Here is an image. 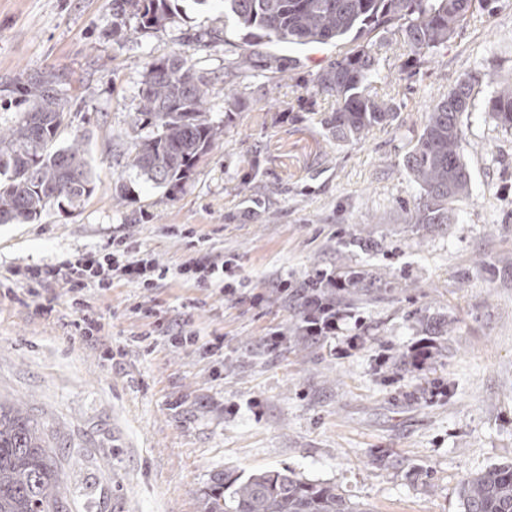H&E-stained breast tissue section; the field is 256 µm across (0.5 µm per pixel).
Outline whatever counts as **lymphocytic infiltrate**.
Wrapping results in <instances>:
<instances>
[{"label": "lymphocytic infiltrate", "mask_w": 512, "mask_h": 512, "mask_svg": "<svg viewBox=\"0 0 512 512\" xmlns=\"http://www.w3.org/2000/svg\"><path fill=\"white\" fill-rule=\"evenodd\" d=\"M175 236L190 240L189 254L179 264H160L149 252L141 250L129 236L117 234L106 244L75 251L56 261L19 262L0 272V298L23 304H34L44 314L54 310L48 291L60 290L73 314L70 329L82 341L97 348L102 362L113 359L110 329L97 304L117 284L138 288L140 299L132 308L143 329L131 341L144 351H152L156 337H164L169 348L176 351H199L219 358L224 350L221 335L202 336L188 321H163L157 309L155 294L167 282L175 281L195 289V297L186 299L184 309L195 310L218 294L233 299L248 293L239 274L235 255L207 246L198 238L194 227L174 228ZM347 281L336 278L332 271L315 270L304 288L292 289L288 280H277L275 289L281 298L300 303L302 335L316 340L335 337L340 329L341 313L326 301L327 295L345 290ZM249 294V293H248Z\"/></svg>", "instance_id": "1"}]
</instances>
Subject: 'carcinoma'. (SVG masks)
Segmentation results:
<instances>
[{
	"instance_id": "1",
	"label": "carcinoma",
	"mask_w": 512,
	"mask_h": 512,
	"mask_svg": "<svg viewBox=\"0 0 512 512\" xmlns=\"http://www.w3.org/2000/svg\"><path fill=\"white\" fill-rule=\"evenodd\" d=\"M132 9L133 32L162 25L169 0H121ZM486 0H224L249 38L291 45L328 44L351 34L376 31L399 37L409 55L424 61L448 43ZM376 44L356 45L312 79L335 104L321 124L333 135L360 141L396 119L398 106L369 91L378 74ZM135 124L147 129L127 147V165L155 184L177 188L214 147L218 126L207 112L209 87L186 56L151 61ZM58 76L41 72L3 91L28 105L18 121L0 131V222L33 221L48 205L79 203L95 190L82 142L55 146L72 97L57 90ZM473 82L459 81L430 105L423 129L405 156V169L420 194L412 224H446L453 205L472 192L464 161L463 116L471 112ZM484 111L512 131V82L499 83ZM47 427L18 407L0 409V512H65L60 471L51 463ZM462 512H512V464L464 479ZM201 512H360L329 483H313L283 470L240 480L214 475L202 491Z\"/></svg>"
}]
</instances>
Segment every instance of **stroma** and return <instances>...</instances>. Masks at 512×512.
<instances>
[{
    "label": "stroma",
    "mask_w": 512,
    "mask_h": 512,
    "mask_svg": "<svg viewBox=\"0 0 512 512\" xmlns=\"http://www.w3.org/2000/svg\"><path fill=\"white\" fill-rule=\"evenodd\" d=\"M112 2L0 0V88L56 73L74 97L56 144L81 138L95 182L80 203L0 223V265L122 233L173 264L187 246L170 228L188 224L237 254L259 292L318 268L359 280L332 342L297 338L296 303L212 297L194 320L223 334L220 364L133 345L139 291L129 285L99 303L110 364L68 332L64 299L48 315L1 302L0 405L52 430L69 512H199L215 474L274 469L336 485L369 512H461L466 477L512 464V133L484 111L496 83L512 79V0H491L408 69L402 41L378 38L373 87L398 116L358 142L321 125L334 100L312 89L349 42L248 41L219 0H173L171 20L137 34ZM184 52L221 134L171 191L127 167L126 149L141 133L146 62ZM245 55L248 74L237 67ZM466 77L472 194L451 223H409L419 189L405 155L428 105ZM272 328L283 341L270 354L261 343ZM86 484L92 497L75 495Z\"/></svg>",
    "instance_id": "obj_1"
}]
</instances>
